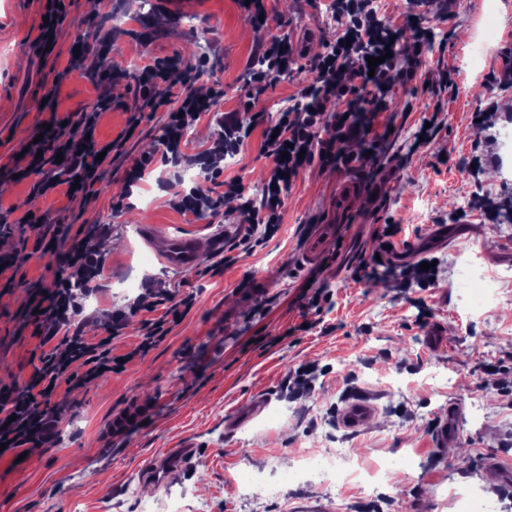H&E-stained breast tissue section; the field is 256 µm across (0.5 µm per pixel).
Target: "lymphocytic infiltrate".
I'll use <instances>...</instances> for the list:
<instances>
[{"mask_svg": "<svg viewBox=\"0 0 512 512\" xmlns=\"http://www.w3.org/2000/svg\"><path fill=\"white\" fill-rule=\"evenodd\" d=\"M341 30L334 42L325 45L314 61L313 78L305 87L299 111L280 112L274 123L262 131L261 153L267 162L266 185L261 201H254L240 181L224 185L225 195L239 201V210L249 223L262 226L264 232L276 229L282 221L284 197L306 165L354 163L353 155L343 149L344 143L367 139L372 129L359 114L349 109L350 101L367 98L380 100L394 71L400 70L404 58L419 57L425 49L423 40L408 47L394 41L395 30L376 21L371 0H337ZM258 67L252 70L257 91H265L284 77L295 63L287 36H275L263 43L257 52ZM377 58L369 67V58ZM174 65L156 61L145 65L136 78L140 97L151 111L167 109V149H177L180 134L188 125L210 111L211 102L187 91L183 82L174 80ZM346 102L343 110L330 111L332 102ZM111 106L108 98H100L98 108L81 113L77 122L61 123L51 119L50 130L41 141L29 142L14 155L22 176L34 177L33 188L41 194L59 185H69V198L88 197L98 182L104 163L98 158L104 147L93 135L100 112ZM61 155L53 178H44L49 156ZM103 259L88 252L81 240L72 239L61 256L59 274L52 289L37 291L30 304L38 309L44 322L38 327L43 351L39 364L22 384L0 389V444L6 454L19 456L40 448L55 447L57 428L66 414L50 400L61 385L82 386L103 374L123 370L131 354L117 357L112 353L111 337L88 342L75 332L61 335L79 312V302L72 291L75 280H91Z\"/></svg>", "mask_w": 512, "mask_h": 512, "instance_id": "lymphocytic-infiltrate-1", "label": "lymphocytic infiltrate"}]
</instances>
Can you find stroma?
I'll return each instance as SVG.
<instances>
[{
  "label": "stroma",
  "mask_w": 512,
  "mask_h": 512,
  "mask_svg": "<svg viewBox=\"0 0 512 512\" xmlns=\"http://www.w3.org/2000/svg\"><path fill=\"white\" fill-rule=\"evenodd\" d=\"M329 2L265 0V20L256 23L238 0H64L46 53L47 0H0V242L19 256L14 288L0 291V388L26 379L41 353L27 304L34 289L53 286L57 264L38 250L37 232L61 250L83 224L110 241L81 318L91 339L111 327L113 311L124 312L114 354L140 345L145 321L163 312L160 300L194 299L123 372L58 390L52 402L67 410L58 445L17 466L0 459V512H459L457 495L475 492L512 512V224L493 218L512 200V154L497 138L512 128V0H383L381 14L399 26L401 41L425 28L431 47L410 77L393 78L373 124L378 148L346 144L366 154L364 165L302 170L278 232L232 250L229 265L212 252L191 270L163 259L175 235L227 241L247 232L236 201L208 173L219 170L261 198L267 165L251 126L275 120L308 83L310 63L338 33L326 21ZM490 11L497 37L476 70L474 41ZM283 34L300 67L256 94L248 82L254 52ZM80 42L111 50L124 75L101 77L92 56L72 53ZM175 57L189 89H223L215 111L234 114L238 131L250 134L238 151H225V130L208 115L190 126L179 154L166 151L167 115L143 109L131 74ZM102 95L112 106L97 138L135 130L123 155L89 199L32 195L31 179L7 169L11 154L50 114L91 111ZM139 155L154 163L132 184L127 170ZM344 176L361 189L343 244L317 267L303 266L305 240ZM194 187L211 199L197 217L172 206ZM30 210L47 216L41 230L22 224ZM150 224L161 237L146 235ZM389 224L401 225L407 251L386 254ZM425 258L436 263L431 284L417 278ZM458 258L497 277L498 301L471 305ZM356 395L376 413L351 432L339 414ZM452 403L462 420L443 444L435 427ZM128 409L140 411L142 426L114 433ZM333 434L357 467L394 461L385 482L370 491L353 479L326 487L311 473L289 480L298 457ZM187 441L196 444L191 465L155 485L146 464ZM244 472L275 484L276 495H241Z\"/></svg>",
  "instance_id": "35a3bbf8"
}]
</instances>
